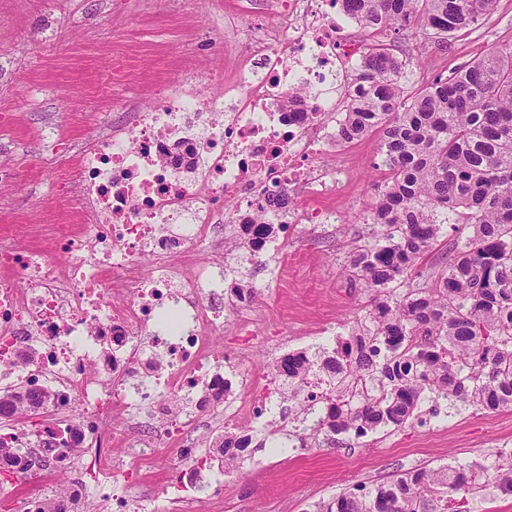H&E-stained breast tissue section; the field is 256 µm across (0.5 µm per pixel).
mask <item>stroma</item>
<instances>
[{"instance_id":"obj_1","label":"stroma","mask_w":512,"mask_h":512,"mask_svg":"<svg viewBox=\"0 0 512 512\" xmlns=\"http://www.w3.org/2000/svg\"><path fill=\"white\" fill-rule=\"evenodd\" d=\"M271 21L265 0H0V227L76 223L59 187L78 178V160L50 168V150L67 151L125 124L129 113L151 105L157 84L209 68L232 78L246 55L245 29ZM390 36L412 80L426 82L512 44V0H498L478 27L445 44L405 28ZM379 143L376 132L356 141L343 193L331 202L335 223L291 225L286 240L258 258L225 245L224 331L212 344L236 358L234 393H265L280 357L335 348L370 309L373 293L349 281L345 268L351 250L371 238L384 178ZM244 281L256 296L242 312L232 301ZM273 400L239 469L225 470L210 437L212 463L202 476L223 478L224 499L202 497L199 512H316L354 481L480 462L512 444V407L458 411L443 400L422 406V417L436 424L432 432L413 423L359 440L315 435L301 448V410L287 394Z\"/></svg>"}]
</instances>
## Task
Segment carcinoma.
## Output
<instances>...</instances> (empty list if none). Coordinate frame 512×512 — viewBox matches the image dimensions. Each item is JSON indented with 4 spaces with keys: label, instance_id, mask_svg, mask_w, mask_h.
<instances>
[{
    "label": "carcinoma",
    "instance_id": "obj_1",
    "mask_svg": "<svg viewBox=\"0 0 512 512\" xmlns=\"http://www.w3.org/2000/svg\"><path fill=\"white\" fill-rule=\"evenodd\" d=\"M356 17L367 41L352 77L338 136L351 143L381 134L385 177L372 205L379 229L350 261L352 276L376 293L350 336L329 352L289 353L273 367L293 386L309 368L332 386L313 434L401 428L421 402L485 410L512 407V44L490 49L448 76L410 81L406 64L385 40L396 24L442 39L474 28L496 0H336ZM445 224L472 230L457 240L433 286L386 290L434 249ZM46 395L0 394V416L22 403L37 415ZM252 435L224 432L225 466L244 460ZM27 449L0 440V465L24 464ZM484 472L512 495V456L491 462L421 467L349 489L319 512H445L450 492H481Z\"/></svg>",
    "mask_w": 512,
    "mask_h": 512
}]
</instances>
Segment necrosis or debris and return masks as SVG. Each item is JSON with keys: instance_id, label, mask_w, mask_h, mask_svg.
Segmentation results:
<instances>
[{"instance_id": "obj_1", "label": "necrosis or debris", "mask_w": 512, "mask_h": 512, "mask_svg": "<svg viewBox=\"0 0 512 512\" xmlns=\"http://www.w3.org/2000/svg\"><path fill=\"white\" fill-rule=\"evenodd\" d=\"M268 4L278 32L255 35L252 57L232 81L210 70L194 83L160 85L155 105L81 147L79 177L61 194L88 222L49 224L42 236L67 256L66 267L35 247L36 225L0 231V269L16 276L0 283V389L47 395L40 417L16 412L0 426L35 452L54 442L49 471L81 473L57 494L67 512H130L121 486L158 468V458L128 448L116 465L112 449L139 434L128 414L157 389L252 424L269 410L267 399L224 394L229 380L212 348L224 328L219 243L234 224L257 255L283 225L333 223L325 201L350 163L348 145L336 139L333 91L364 43L335 0ZM291 89L297 98L289 104ZM296 186L308 191V204L263 201L266 191ZM233 199L243 209L223 212ZM204 246L212 258L196 262ZM151 323L167 362L142 347L137 331ZM138 374L154 383L133 394L127 384ZM156 418L160 433L183 442L179 492L167 501L171 512H187L209 455L184 436L203 420L164 410Z\"/></svg>"}]
</instances>
